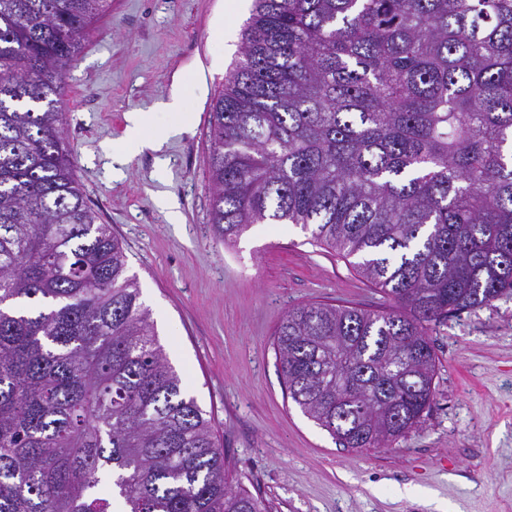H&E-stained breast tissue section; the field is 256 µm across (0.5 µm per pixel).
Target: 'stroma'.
<instances>
[{
    "mask_svg": "<svg viewBox=\"0 0 512 512\" xmlns=\"http://www.w3.org/2000/svg\"><path fill=\"white\" fill-rule=\"evenodd\" d=\"M246 19L226 0H112L66 73L76 177L123 242L169 362L234 477L274 512H512V295L432 327L435 397L393 447H342L285 396L273 341L289 309L389 300L299 226L256 224L228 247L217 237L210 103ZM176 88L188 133H173L178 116L165 107ZM132 111L148 113L164 143L119 165L110 148Z\"/></svg>",
    "mask_w": 512,
    "mask_h": 512,
    "instance_id": "35a3bbf8",
    "label": "stroma"
}]
</instances>
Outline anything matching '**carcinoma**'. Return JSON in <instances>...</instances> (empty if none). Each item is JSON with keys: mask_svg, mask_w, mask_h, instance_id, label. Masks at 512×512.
<instances>
[{"mask_svg": "<svg viewBox=\"0 0 512 512\" xmlns=\"http://www.w3.org/2000/svg\"><path fill=\"white\" fill-rule=\"evenodd\" d=\"M112 0H0V512H271L226 477L74 174L67 68ZM211 223H291L393 305L275 332L345 448L430 408L431 327L512 292V0H254L209 119Z\"/></svg>", "mask_w": 512, "mask_h": 512, "instance_id": "1", "label": "carcinoma"}]
</instances>
